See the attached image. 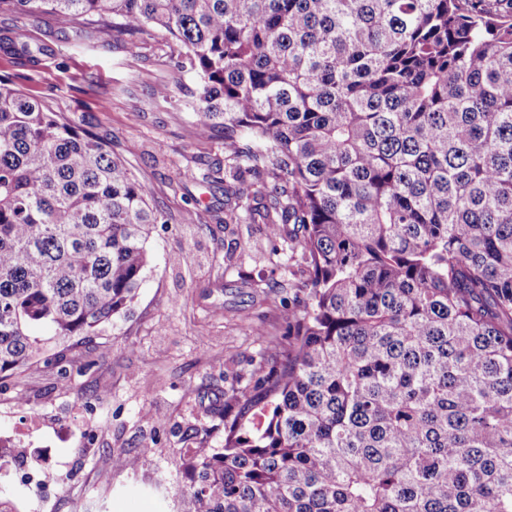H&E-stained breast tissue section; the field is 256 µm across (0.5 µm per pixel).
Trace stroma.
<instances>
[{"label": "stroma", "mask_w": 512, "mask_h": 512, "mask_svg": "<svg viewBox=\"0 0 512 512\" xmlns=\"http://www.w3.org/2000/svg\"><path fill=\"white\" fill-rule=\"evenodd\" d=\"M159 35L128 45L101 33L79 42L48 16L0 12V76L44 99L104 138L152 190L164 218L148 242L150 265L125 318L99 336L59 348L56 361L0 381V435L12 433L21 413L40 418L38 445L50 448L60 483L35 490L0 467V496H26V512H72L82 497L104 512H188L178 494L188 449L206 441L221 447L215 411L224 388L254 381L263 325L282 337L281 298L307 274L299 260L272 265L259 224L225 223L219 144L196 140L192 115L180 103L199 86L178 72ZM168 84L167 98L154 90ZM135 152H128L129 144ZM181 252L192 255L176 265ZM161 414L154 423L152 414ZM64 427L62 444L52 430ZM138 454L137 470L114 467L118 451Z\"/></svg>", "instance_id": "stroma-1"}]
</instances>
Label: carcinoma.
<instances>
[{
	"label": "carcinoma",
	"instance_id": "carcinoma-1",
	"mask_svg": "<svg viewBox=\"0 0 512 512\" xmlns=\"http://www.w3.org/2000/svg\"><path fill=\"white\" fill-rule=\"evenodd\" d=\"M156 33L226 204L307 267L224 388L191 512H512V0H0ZM266 174L242 203L243 174ZM106 142L0 78V380L134 303L158 215ZM290 229H285V226ZM34 326L50 337L31 333Z\"/></svg>",
	"mask_w": 512,
	"mask_h": 512
}]
</instances>
